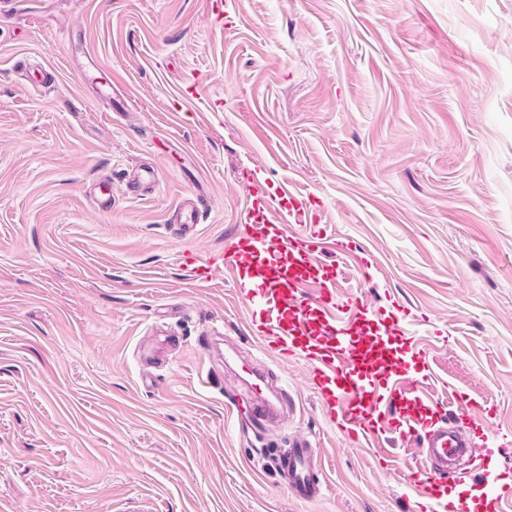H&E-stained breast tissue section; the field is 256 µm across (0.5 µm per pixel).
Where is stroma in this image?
Segmentation results:
<instances>
[{
  "instance_id": "1",
  "label": "stroma",
  "mask_w": 512,
  "mask_h": 512,
  "mask_svg": "<svg viewBox=\"0 0 512 512\" xmlns=\"http://www.w3.org/2000/svg\"><path fill=\"white\" fill-rule=\"evenodd\" d=\"M209 14L0 11V512H409L410 453L386 466L349 446L301 363H267L293 407L279 426L244 432L224 405L225 341L258 351L251 306L181 254L223 251L256 167L372 259L377 278L350 269L338 289L404 309L431 394L492 404L474 440L512 482V0H237L224 29ZM138 167L157 182L132 192ZM193 197L210 206L185 237L167 219ZM297 434L327 478L309 501L272 461Z\"/></svg>"
}]
</instances>
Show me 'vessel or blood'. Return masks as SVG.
Wrapping results in <instances>:
<instances>
[{"label": "vessel or blood", "instance_id": "1", "mask_svg": "<svg viewBox=\"0 0 512 512\" xmlns=\"http://www.w3.org/2000/svg\"><path fill=\"white\" fill-rule=\"evenodd\" d=\"M203 213L200 201L189 199L176 206L169 221L193 230ZM315 221L308 196L284 184L257 188L230 245L216 263L196 265L192 272L204 282L220 267L234 279L257 283L266 317L250 324L249 330L264 353L303 362L329 425L351 446L388 441L411 450V460L398 478L416 512H450L449 460L464 456L481 464L490 455L488 449L474 447L460 422L479 424L486 409L454 391L444 402L432 398L430 376L410 373L395 361L390 342L403 336L402 323L358 294L340 295L343 263L326 261L307 234L294 230L295 225ZM266 386V370L256 357L226 376L229 404H236L241 390L252 395L254 405L241 420L242 429H263L280 421L281 406L264 396ZM447 403L454 406L456 419L442 414ZM279 468L297 499L321 493L325 477L307 439L292 440L279 457Z\"/></svg>", "mask_w": 512, "mask_h": 512}]
</instances>
